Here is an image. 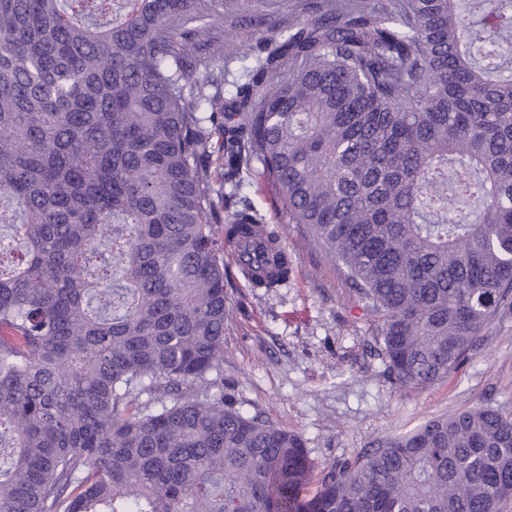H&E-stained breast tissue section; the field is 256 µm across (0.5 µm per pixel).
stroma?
Wrapping results in <instances>:
<instances>
[{
    "label": "stroma",
    "instance_id": "1",
    "mask_svg": "<svg viewBox=\"0 0 512 512\" xmlns=\"http://www.w3.org/2000/svg\"><path fill=\"white\" fill-rule=\"evenodd\" d=\"M244 194L278 231L291 271L264 290L226 268L224 391L242 412L298 432L320 467L459 409L491 404L512 415V315L487 329L456 373L423 390L396 389L371 348L372 318L338 266L301 225L285 222L272 185L253 175Z\"/></svg>",
    "mask_w": 512,
    "mask_h": 512
}]
</instances>
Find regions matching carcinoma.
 <instances>
[{
	"instance_id": "carcinoma-1",
	"label": "carcinoma",
	"mask_w": 512,
	"mask_h": 512,
	"mask_svg": "<svg viewBox=\"0 0 512 512\" xmlns=\"http://www.w3.org/2000/svg\"><path fill=\"white\" fill-rule=\"evenodd\" d=\"M0 0V512H501L479 406L313 463L224 398L241 173L342 265L417 391L512 313V0ZM275 288L270 248L238 264Z\"/></svg>"
}]
</instances>
